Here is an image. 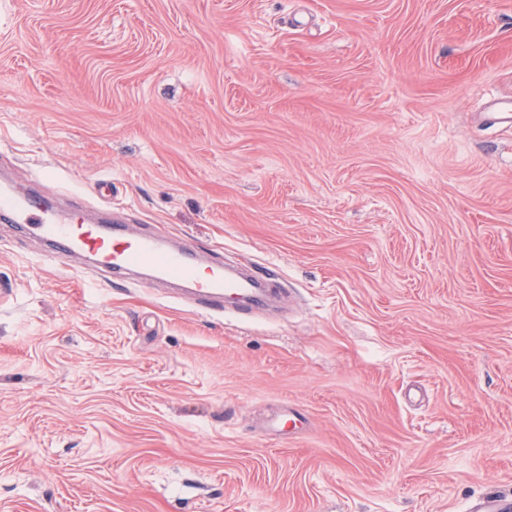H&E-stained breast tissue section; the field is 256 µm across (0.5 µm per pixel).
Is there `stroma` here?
<instances>
[{
	"label": "stroma",
	"mask_w": 512,
	"mask_h": 512,
	"mask_svg": "<svg viewBox=\"0 0 512 512\" xmlns=\"http://www.w3.org/2000/svg\"><path fill=\"white\" fill-rule=\"evenodd\" d=\"M512 0H0V178L287 293L218 317L0 222V512L512 498Z\"/></svg>",
	"instance_id": "1"
}]
</instances>
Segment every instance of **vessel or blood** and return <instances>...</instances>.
Wrapping results in <instances>:
<instances>
[{
	"instance_id": "1",
	"label": "vessel or blood",
	"mask_w": 512,
	"mask_h": 512,
	"mask_svg": "<svg viewBox=\"0 0 512 512\" xmlns=\"http://www.w3.org/2000/svg\"><path fill=\"white\" fill-rule=\"evenodd\" d=\"M10 212L26 238L51 246V258L82 256L100 262L110 272H149L157 282L189 288L197 305L221 314L232 297L246 310L263 306L266 280L254 272L241 278L225 277L222 269L193 260L181 246L157 234H142L129 227L87 223L79 212L51 211L46 200L14 190H0V211Z\"/></svg>"
}]
</instances>
